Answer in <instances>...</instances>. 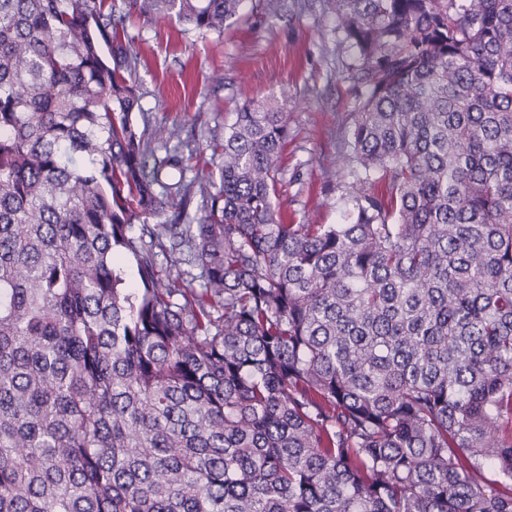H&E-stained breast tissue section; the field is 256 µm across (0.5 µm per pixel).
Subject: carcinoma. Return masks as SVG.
Returning a JSON list of instances; mask_svg holds the SVG:
<instances>
[{
    "label": "carcinoma",
    "instance_id": "obj_1",
    "mask_svg": "<svg viewBox=\"0 0 512 512\" xmlns=\"http://www.w3.org/2000/svg\"><path fill=\"white\" fill-rule=\"evenodd\" d=\"M243 3L0 0V512H512V0H331L340 224L277 207L268 101L156 155L131 19Z\"/></svg>",
    "mask_w": 512,
    "mask_h": 512
}]
</instances>
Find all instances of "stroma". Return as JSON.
I'll return each mask as SVG.
<instances>
[{
	"label": "stroma",
	"instance_id": "35a3bbf8",
	"mask_svg": "<svg viewBox=\"0 0 512 512\" xmlns=\"http://www.w3.org/2000/svg\"><path fill=\"white\" fill-rule=\"evenodd\" d=\"M328 0H245L223 33L177 21L133 24L136 81L172 146L212 157L211 131L245 99H275L288 117L278 203L297 224H339L352 177L340 156L354 119L357 60L329 23Z\"/></svg>",
	"mask_w": 512,
	"mask_h": 512
}]
</instances>
